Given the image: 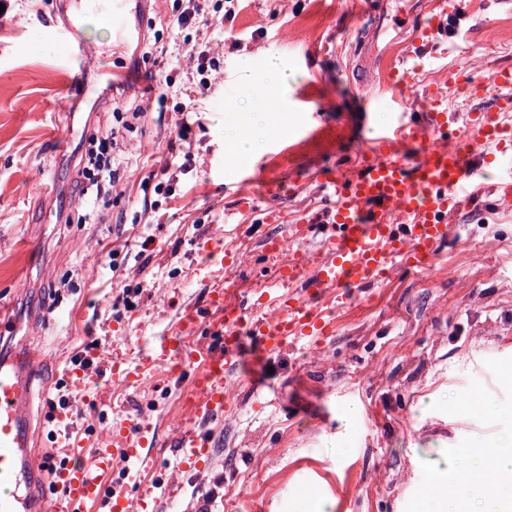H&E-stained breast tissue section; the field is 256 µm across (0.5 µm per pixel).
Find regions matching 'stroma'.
Segmentation results:
<instances>
[{
  "label": "stroma",
  "instance_id": "stroma-1",
  "mask_svg": "<svg viewBox=\"0 0 512 512\" xmlns=\"http://www.w3.org/2000/svg\"><path fill=\"white\" fill-rule=\"evenodd\" d=\"M455 7L454 38L437 32L407 59L433 0H237L219 67L188 117L194 173L138 224L132 216L149 174L180 150L174 106L157 104L161 79L185 65L197 26L172 31L174 2L161 0L144 16L147 40L116 49L111 31L85 18L83 37L101 54L82 75L88 91L78 101L49 25L55 0H13L0 16V302L11 308L0 318V352L29 338L41 357L33 388L50 400L73 357L87 354L91 387L69 409L84 467L93 468L114 425L151 428L149 463L128 479L99 473L103 484L153 487L155 512H308L314 501L326 512H414L449 453L475 457L512 433V201L489 183L454 217L460 232L430 266L394 273L350 306H324L330 335L260 365L243 355L227 382L230 410L190 409L194 364L160 362L135 383L112 374L113 358L137 360L156 339L204 342L205 329L186 334L180 324L185 310L209 311L215 281L198 251L203 239L241 253L232 273L241 303L259 298L273 313L265 239L307 224L313 233L302 246L317 247L325 177L361 160L369 129L392 123L398 98L420 109L428 90L442 89L452 141L473 114L498 112L491 76L512 69V10L500 0ZM273 60L286 81L270 82ZM115 72L150 76L151 93L112 97L104 86ZM469 79L484 81L481 97L460 92ZM498 114L512 125V112ZM281 124L287 136L278 135ZM108 126L118 133V177L111 204L88 220L77 149ZM233 133L258 141L247 165L224 149ZM122 247L130 257L109 269L108 253ZM124 288L133 306L113 310ZM190 427L212 440V460L184 471L178 441Z\"/></svg>",
  "mask_w": 512,
  "mask_h": 512
}]
</instances>
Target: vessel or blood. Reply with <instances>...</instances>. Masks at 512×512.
Wrapping results in <instances>:
<instances>
[{
    "label": "vessel or blood",
    "mask_w": 512,
    "mask_h": 512,
    "mask_svg": "<svg viewBox=\"0 0 512 512\" xmlns=\"http://www.w3.org/2000/svg\"><path fill=\"white\" fill-rule=\"evenodd\" d=\"M130 0H112L105 16L112 41L123 44L133 34L128 17ZM80 0H61L52 23L71 65L84 64L91 53L73 20ZM448 108L441 91L429 94L424 122L399 113L393 128L373 133L369 154L350 175L326 178L331 202L330 229L317 253L299 248L309 228L294 226L289 238H267L264 248L278 263L276 285L279 310L272 315L247 317L241 304L232 302L223 288L213 289L209 306L212 324L220 338L218 348L193 352L180 342L163 338L137 363L115 362L113 371L135 382L156 361L185 362L201 358L199 407L210 414L224 410V384L233 372L244 337L257 340L256 350L265 355L327 333V323L317 304L330 298L337 306L351 304L363 287L391 275L406 264L424 267L437 246L448 238V218L473 202L472 187L488 172H496L497 192L512 195V166L504 167L503 155L512 156V128L495 122L493 114L480 113L465 126L459 142H448L445 129ZM430 140L424 154L405 161L408 143ZM495 144L501 154L489 158L485 144ZM38 361L29 350L0 355V512H88L89 504L109 500L112 512H148L152 496L135 498L108 493L106 487L81 464L52 458L50 449L33 454L30 449L32 371ZM114 438L123 447L103 442L95 466L103 471L119 464L147 463L154 438L149 430L120 426ZM208 439L187 432L181 441V465L190 470L209 455Z\"/></svg>",
    "instance_id": "obj_1"
}]
</instances>
